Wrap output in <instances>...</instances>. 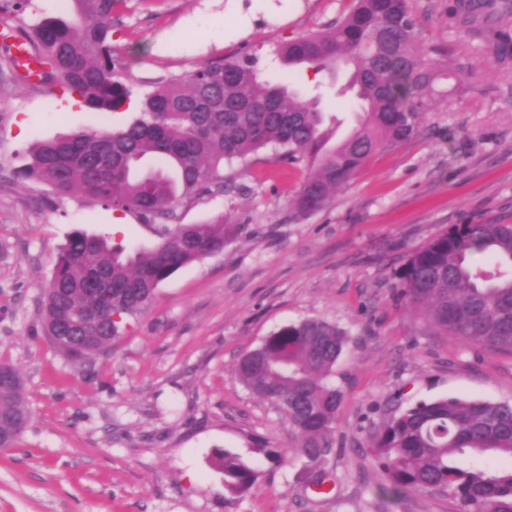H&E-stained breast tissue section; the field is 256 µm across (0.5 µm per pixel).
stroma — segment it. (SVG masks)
Listing matches in <instances>:
<instances>
[{
	"label": "stroma",
	"instance_id": "35a3bbf8",
	"mask_svg": "<svg viewBox=\"0 0 512 512\" xmlns=\"http://www.w3.org/2000/svg\"><path fill=\"white\" fill-rule=\"evenodd\" d=\"M448 0H410L423 43L450 73L418 138L373 154L322 210L295 217L305 164L272 149L230 168L245 195L207 196L181 223L219 213L244 224L223 253L185 266L123 325L107 353L70 360L42 335L44 287L76 227L125 246L154 232L79 195L59 197L18 171L36 143L132 111L95 113L52 85L25 84L0 47V360L11 362L31 412L0 450V512H448L447 500L380 496L370 437L391 408L441 397L512 404V356L428 331L402 304L394 271L454 224H512V68L487 58L448 21ZM353 0H123L112 47L128 82L146 91L228 57L255 54L268 78L277 47L330 28ZM62 0H0V24L26 29L61 15ZM321 319L347 338L336 365L343 392L327 465L332 492L310 485L295 434L233 367L280 327ZM289 450L275 463L259 447ZM259 471L240 496L224 490L218 454Z\"/></svg>",
	"mask_w": 512,
	"mask_h": 512
}]
</instances>
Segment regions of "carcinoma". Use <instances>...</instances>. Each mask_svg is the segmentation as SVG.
<instances>
[{"label": "carcinoma", "mask_w": 512, "mask_h": 512, "mask_svg": "<svg viewBox=\"0 0 512 512\" xmlns=\"http://www.w3.org/2000/svg\"><path fill=\"white\" fill-rule=\"evenodd\" d=\"M65 15L23 31L52 82L79 95L95 112L136 107L118 130L85 129L33 147L20 174L59 195L80 194L120 209L150 227L157 241L130 250L74 228L59 250L46 286L41 330L70 359L105 352L127 319L185 265L224 252L245 225L218 214L199 224L178 223V210L207 194H243L224 165L246 163L260 149L279 160L310 165L294 200L306 216L326 207L373 153L401 146L421 132L443 61L419 48L421 29L409 0H355L336 26L287 40L276 50L284 67L347 75L363 110L336 146L342 120L324 112L286 79L265 78L255 55L209 62L149 91L126 81L112 50L116 0H65ZM448 19L482 43L501 65L512 63V0H451ZM401 302L429 329L464 346L512 355V224H457L413 250L395 273ZM99 288L112 289V315L99 319ZM67 324L73 347L55 339ZM345 333L319 319L289 323L265 337L234 366L257 398L277 406L296 436L291 452L315 469L335 453L342 391L335 367ZM13 385L0 389V438L14 443L29 419L16 368L0 361ZM380 490L397 500L409 493L448 499L452 512H512V467L461 465L462 456L512 458V404L446 397L391 415L371 439ZM224 490L241 496L259 473L240 456L219 454Z\"/></svg>", "instance_id": "carcinoma-1"}]
</instances>
